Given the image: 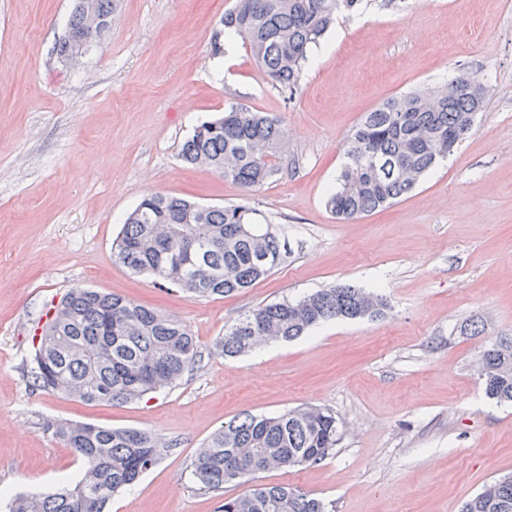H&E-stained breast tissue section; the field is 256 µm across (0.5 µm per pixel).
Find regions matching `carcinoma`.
I'll list each match as a JSON object with an SVG mask.
<instances>
[{
	"mask_svg": "<svg viewBox=\"0 0 512 512\" xmlns=\"http://www.w3.org/2000/svg\"><path fill=\"white\" fill-rule=\"evenodd\" d=\"M365 0H236L224 14L227 33L246 45L279 89L293 93L317 45L341 12ZM83 0H75L68 32L54 46L73 51L86 32ZM459 86L390 98L367 112L346 142L339 187L327 198L337 217L353 220L413 192L421 178L469 133L486 91L462 74ZM181 159L211 169L248 191L292 170L281 121L233 104L199 124L181 148ZM284 244L261 211L247 204L204 206L155 193L127 216L113 259L134 274L173 284L189 298H219L251 287L285 256ZM385 300L372 291L325 288L297 300L266 304L224 329L219 351L238 356L255 341L289 342L332 319L377 318ZM32 354L33 386L85 403H129L164 388L191 370L197 343L175 317L131 299L75 287L47 316ZM479 372L487 397L512 404V336L483 350ZM46 429L72 448L83 475L72 487L18 495L10 512H105L112 497L148 472L174 448L160 435L138 429L55 421ZM338 441L335 414L315 407L277 416L246 415L217 430L198 449L192 478L218 491L238 472L319 464ZM220 512H331L321 499L287 486H259L224 499ZM461 512H512V477L488 482Z\"/></svg>",
	"mask_w": 512,
	"mask_h": 512,
	"instance_id": "cac0c4a2",
	"label": "carcinoma"
}]
</instances>
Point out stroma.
<instances>
[{
  "label": "stroma",
  "instance_id": "obj_1",
  "mask_svg": "<svg viewBox=\"0 0 512 512\" xmlns=\"http://www.w3.org/2000/svg\"><path fill=\"white\" fill-rule=\"evenodd\" d=\"M233 4L119 0L102 39L68 66L53 46L71 0H0V499L79 479L80 462L44 428L73 420L175 444L107 512H218L255 483L299 489L333 512H459L512 475V406L486 397L477 368L490 341L512 334V0H369L311 49L290 96L242 43L214 54ZM461 74L490 95L459 148L393 206L336 219L326 199L363 114ZM231 104L281 120L299 160L288 177L248 193L180 161L195 127ZM155 192L249 199L285 242L284 261L219 299L130 273L112 243ZM336 284L384 296L386 314L219 354L238 318ZM79 286L178 317L201 352L193 370L130 403L34 389V329ZM304 406L338 419L327 459L199 489L191 461L224 423Z\"/></svg>",
  "mask_w": 512,
  "mask_h": 512
}]
</instances>
